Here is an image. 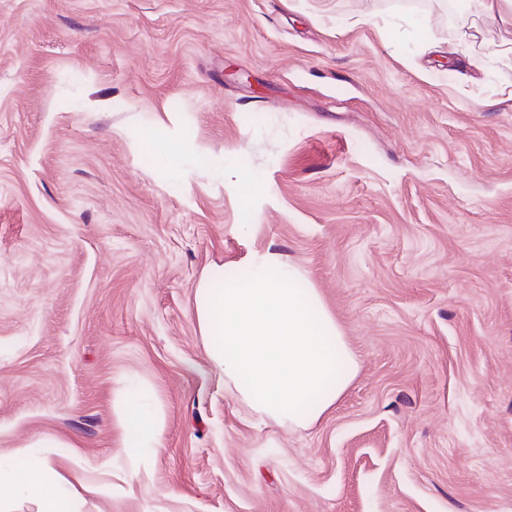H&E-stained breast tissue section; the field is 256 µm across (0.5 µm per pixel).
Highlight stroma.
I'll return each instance as SVG.
<instances>
[{
    "label": "stroma",
    "instance_id": "35a3bbf8",
    "mask_svg": "<svg viewBox=\"0 0 512 512\" xmlns=\"http://www.w3.org/2000/svg\"><path fill=\"white\" fill-rule=\"evenodd\" d=\"M500 36L440 0H0V461L98 483L78 512H512ZM266 249L359 365L307 428L234 399L195 319ZM129 387L165 417L137 457Z\"/></svg>",
    "mask_w": 512,
    "mask_h": 512
}]
</instances>
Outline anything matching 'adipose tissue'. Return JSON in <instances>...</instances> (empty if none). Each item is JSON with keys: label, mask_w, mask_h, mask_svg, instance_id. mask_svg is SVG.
Returning a JSON list of instances; mask_svg holds the SVG:
<instances>
[{"label": "adipose tissue", "mask_w": 512, "mask_h": 512, "mask_svg": "<svg viewBox=\"0 0 512 512\" xmlns=\"http://www.w3.org/2000/svg\"><path fill=\"white\" fill-rule=\"evenodd\" d=\"M469 9L505 26L492 56L512 53V0H468ZM300 270L269 250L257 252L242 276L224 283L202 275L194 310L213 371L243 404L278 423L306 427L334 406L355 378L357 360L334 317L312 286H300ZM117 408L124 448L160 447L163 421L134 391ZM48 461L23 457L0 467V512L22 498L38 512H76L79 490L60 488L46 476Z\"/></svg>", "instance_id": "adipose-tissue-1"}]
</instances>
